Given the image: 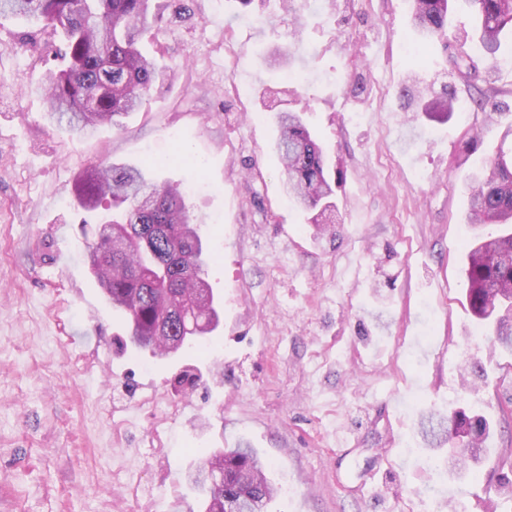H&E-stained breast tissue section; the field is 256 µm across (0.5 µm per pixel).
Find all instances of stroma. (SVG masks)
<instances>
[{
	"label": "stroma",
	"mask_w": 512,
	"mask_h": 512,
	"mask_svg": "<svg viewBox=\"0 0 512 512\" xmlns=\"http://www.w3.org/2000/svg\"><path fill=\"white\" fill-rule=\"evenodd\" d=\"M170 2L144 48L175 86L91 137L43 119L41 22L0 24V512H201L197 449L245 440L279 489L267 512H512L496 491L512 480V357L466 303L458 163L476 130L474 161L512 148V70L472 41L475 76L453 70L408 0ZM414 78L488 91L498 113L428 116L401 95ZM283 108L338 176L336 240L284 192ZM149 155L155 180L197 186L186 202L222 306L213 336L163 360L120 347L73 199L90 164ZM188 367L201 382L174 390ZM462 396L495 431L459 496L426 465L418 421Z\"/></svg>",
	"instance_id": "obj_1"
}]
</instances>
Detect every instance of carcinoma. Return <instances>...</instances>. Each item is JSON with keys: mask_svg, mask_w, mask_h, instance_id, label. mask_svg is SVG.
Instances as JSON below:
<instances>
[{"mask_svg": "<svg viewBox=\"0 0 512 512\" xmlns=\"http://www.w3.org/2000/svg\"><path fill=\"white\" fill-rule=\"evenodd\" d=\"M153 0H0V18L22 15L44 23L59 37L54 59L40 89L46 117L69 131L92 132L103 125L118 127L138 111L150 89L170 80L141 48L152 24L163 19ZM416 32L423 38L446 37L448 12L476 15L475 36L491 67L500 63L502 38L512 33V0H410ZM430 94L425 111L446 115L460 109L456 95ZM276 149L286 177L288 199L308 213L317 234L336 239L328 225L336 178L323 145L294 112L277 115ZM161 165H91L76 179L77 209L96 217L97 238L86 244L87 265L112 306L124 314L138 351L156 353L167 338L190 336L209 312L193 306L195 291L206 288L204 275L212 259L185 201L183 188L159 186L146 176ZM465 223L472 228L496 224L499 233L482 237L466 253L465 278L472 314L488 339L512 352V159L499 151L487 166L469 175ZM419 433L426 447L448 443L455 456L458 441L483 448L491 435L481 415L459 407L451 417L429 412ZM197 470L215 460L224 463V483L208 489L210 498L233 509L247 503L256 512L277 493L265 465L252 448L201 451Z\"/></svg>", "mask_w": 512, "mask_h": 512, "instance_id": "carcinoma-1", "label": "carcinoma"}]
</instances>
